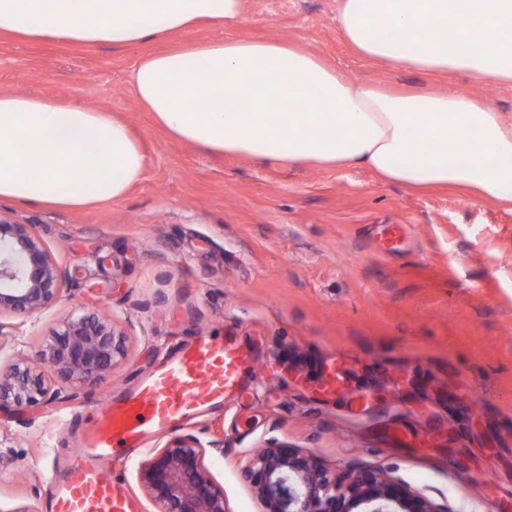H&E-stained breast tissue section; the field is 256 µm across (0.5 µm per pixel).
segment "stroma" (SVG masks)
Here are the masks:
<instances>
[{"mask_svg": "<svg viewBox=\"0 0 512 512\" xmlns=\"http://www.w3.org/2000/svg\"><path fill=\"white\" fill-rule=\"evenodd\" d=\"M336 0H245L232 26L203 23L169 43L261 35L295 41L347 78L453 91L512 116V86L451 72L388 70L355 54ZM158 42L116 48L0 33V92L77 100L119 113L148 165L123 199L74 210L0 202L31 225L67 273L64 298L15 319L29 356L70 313L108 315L128 355L107 380L38 411L0 416V512H48L80 446L77 422L134 390L183 341L233 336L252 353L240 395L180 427L220 440L208 458L231 512H259L241 475L278 440L329 470L370 465L449 512H512V210L454 190L417 194L363 168L280 166L180 143L140 105L131 80ZM401 224L397 250L382 248ZM341 390H321L332 367ZM166 436L104 460L154 512L137 466Z\"/></svg>", "mask_w": 512, "mask_h": 512, "instance_id": "stroma-1", "label": "stroma"}]
</instances>
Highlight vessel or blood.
Instances as JSON below:
<instances>
[{
	"instance_id": "vessel-or-blood-1",
	"label": "vessel or blood",
	"mask_w": 512,
	"mask_h": 512,
	"mask_svg": "<svg viewBox=\"0 0 512 512\" xmlns=\"http://www.w3.org/2000/svg\"><path fill=\"white\" fill-rule=\"evenodd\" d=\"M251 362L230 336H198L180 344L136 390L106 397L81 433V450L55 485L49 512H135L120 478L98 466L237 394Z\"/></svg>"
}]
</instances>
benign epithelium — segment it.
<instances>
[{"instance_id": "7a95c632", "label": "benign epithelium", "mask_w": 512, "mask_h": 512, "mask_svg": "<svg viewBox=\"0 0 512 512\" xmlns=\"http://www.w3.org/2000/svg\"><path fill=\"white\" fill-rule=\"evenodd\" d=\"M66 282L31 227L0 216V342L21 345L2 319L37 316L63 296ZM125 357V334L113 320L73 313L45 337L39 358L19 348L0 368V413H33L69 389L100 383ZM40 362L56 371L62 386L46 384ZM214 452L224 453V443L187 433L140 465L137 479L155 512H230L207 466ZM242 474L260 512H448L377 468L338 477L312 454L279 441L247 453Z\"/></svg>"}]
</instances>
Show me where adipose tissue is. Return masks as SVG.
I'll return each instance as SVG.
<instances>
[{
  "label": "adipose tissue",
  "mask_w": 512,
  "mask_h": 512,
  "mask_svg": "<svg viewBox=\"0 0 512 512\" xmlns=\"http://www.w3.org/2000/svg\"><path fill=\"white\" fill-rule=\"evenodd\" d=\"M88 3L80 12L75 0H0V32L123 48L205 18L232 24L244 9V0ZM336 24L358 55L387 67L512 84V0H339ZM133 85L158 127L216 155L361 167L415 191L452 187L512 205V119L466 94L357 83L300 44L261 36L146 54ZM146 166L115 113L0 92V200H119Z\"/></svg>",
  "instance_id": "obj_1"
}]
</instances>
